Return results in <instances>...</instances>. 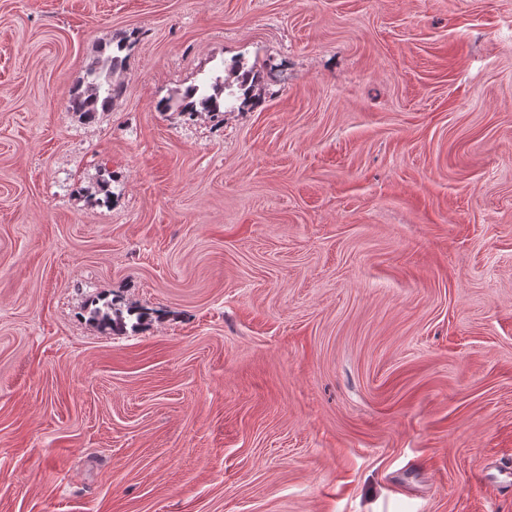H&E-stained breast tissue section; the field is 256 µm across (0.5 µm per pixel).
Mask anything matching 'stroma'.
I'll use <instances>...</instances> for the list:
<instances>
[{
	"instance_id": "1",
	"label": "stroma",
	"mask_w": 512,
	"mask_h": 512,
	"mask_svg": "<svg viewBox=\"0 0 512 512\" xmlns=\"http://www.w3.org/2000/svg\"><path fill=\"white\" fill-rule=\"evenodd\" d=\"M0 512H512V0H0ZM127 48L118 43L102 59H98L87 69V85L84 91L75 92L69 99V107L86 121H93L97 112L112 105V101L125 90L122 82L114 80L116 72L123 69L126 61L120 53ZM213 93L208 94L204 87L193 85L184 90L176 102L172 100L160 101L159 108L164 111L175 109L179 114L194 116L197 112V105L210 113L213 117L223 114L225 108V98L221 99V93L218 84L211 85ZM223 109V110H222Z\"/></svg>"
}]
</instances>
